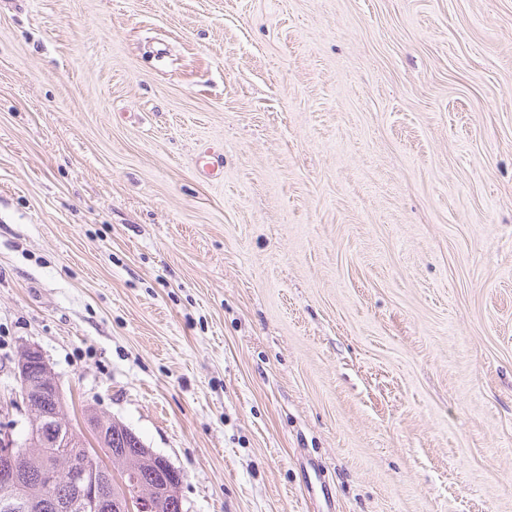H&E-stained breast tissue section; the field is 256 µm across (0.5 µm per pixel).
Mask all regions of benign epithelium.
Segmentation results:
<instances>
[{
	"instance_id": "benign-epithelium-1",
	"label": "benign epithelium",
	"mask_w": 512,
	"mask_h": 512,
	"mask_svg": "<svg viewBox=\"0 0 512 512\" xmlns=\"http://www.w3.org/2000/svg\"><path fill=\"white\" fill-rule=\"evenodd\" d=\"M37 370L40 381L27 379L31 370ZM14 373L22 387L17 391L16 408L25 415V434L16 433L18 422L12 421L0 426V486L3 498L0 499V512H12L21 506L30 512L53 508L57 512L66 508V503L55 500L29 501L18 504L13 490L19 483L17 456L21 449L37 452L42 448H58L55 469L42 475V481L50 486L65 477L80 483L86 488L83 508L85 512H156L154 490L134 480L125 487L124 502H114L98 493V488L112 482V464H104L96 459L98 449L110 447L111 439H119L123 445H133L141 449L151 459L153 467L163 477H168V490L174 497H180L179 472L162 455L144 447L140 439L127 427L102 415L89 405L85 411V427L77 429L70 421H62L59 410L48 411L38 403L49 402L58 405L64 394L58 377L42 351L35 346L21 349ZM96 427L98 443L90 448L85 442L86 429Z\"/></svg>"
}]
</instances>
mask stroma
<instances>
[{"label":"stroma","instance_id":"obj_1","mask_svg":"<svg viewBox=\"0 0 512 512\" xmlns=\"http://www.w3.org/2000/svg\"><path fill=\"white\" fill-rule=\"evenodd\" d=\"M26 345L186 512H512V0H0Z\"/></svg>","mask_w":512,"mask_h":512}]
</instances>
